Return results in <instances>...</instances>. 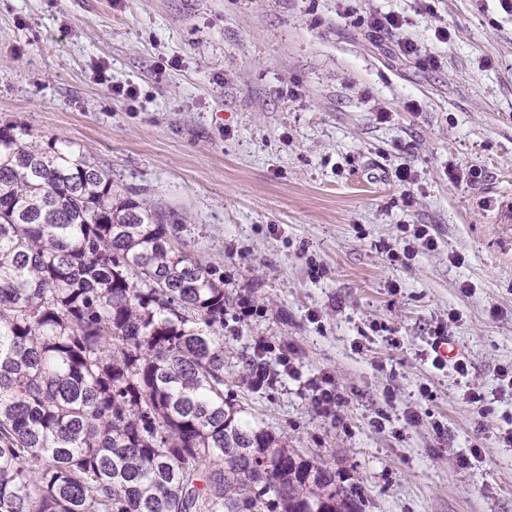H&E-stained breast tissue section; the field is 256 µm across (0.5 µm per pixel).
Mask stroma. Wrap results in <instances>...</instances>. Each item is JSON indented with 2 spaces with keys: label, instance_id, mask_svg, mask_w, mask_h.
I'll use <instances>...</instances> for the list:
<instances>
[{
  "label": "stroma",
  "instance_id": "1",
  "mask_svg": "<svg viewBox=\"0 0 512 512\" xmlns=\"http://www.w3.org/2000/svg\"><path fill=\"white\" fill-rule=\"evenodd\" d=\"M387 13L402 28L372 36L369 16ZM406 39L420 56L401 54ZM114 83L138 100L113 97ZM3 122L70 141L119 193L183 219L186 252L223 272L233 301L225 391L359 488L363 512H512V447L495 438L512 415L499 380L512 365L500 0H0ZM452 167L482 176L453 182ZM419 224L434 249L390 261L383 244L401 251ZM442 324L468 376L426 359ZM260 341L297 375L251 387L237 355ZM320 376L345 398L331 416L311 405Z\"/></svg>",
  "mask_w": 512,
  "mask_h": 512
}]
</instances>
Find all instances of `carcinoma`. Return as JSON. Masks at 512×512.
<instances>
[{
    "instance_id": "carcinoma-1",
    "label": "carcinoma",
    "mask_w": 512,
    "mask_h": 512,
    "mask_svg": "<svg viewBox=\"0 0 512 512\" xmlns=\"http://www.w3.org/2000/svg\"><path fill=\"white\" fill-rule=\"evenodd\" d=\"M116 193L71 142L0 125V512H357L224 392V276Z\"/></svg>"
}]
</instances>
